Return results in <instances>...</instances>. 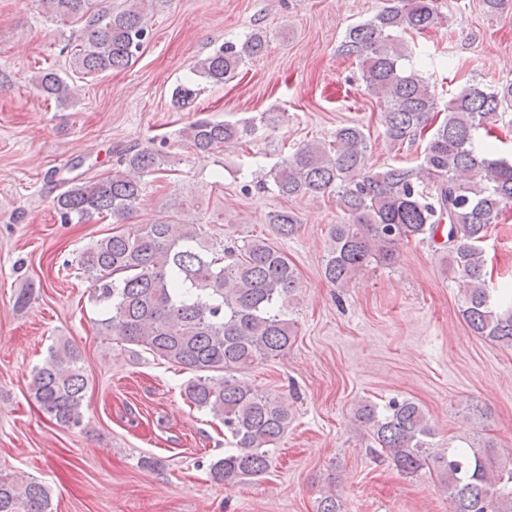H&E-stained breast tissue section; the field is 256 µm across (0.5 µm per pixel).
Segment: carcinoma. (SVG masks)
I'll return each instance as SVG.
<instances>
[{"mask_svg": "<svg viewBox=\"0 0 512 512\" xmlns=\"http://www.w3.org/2000/svg\"><path fill=\"white\" fill-rule=\"evenodd\" d=\"M51 18L77 28L75 61L84 74L127 68L148 35L147 10L167 0H41ZM438 0H385L370 19L350 26L339 53L358 63L365 92L378 104L382 135L393 147L426 129L431 136L414 166L368 169L364 128L344 125L332 140L307 141L256 181L272 182L286 198L334 195L348 222L332 224L323 276L344 288L371 265L389 267L402 242L443 237L449 266L467 281L461 315L473 333L512 346V290L488 287L482 243L490 225L512 206V161L493 142L475 143L512 112V81L494 88L465 83L439 109L426 79L403 60L410 57L405 36L440 24ZM267 35L253 30L240 44L226 41L198 61L193 71L212 83L232 78L247 59L262 55ZM45 100L65 105L69 84L52 68L37 76ZM444 111L441 123L435 114ZM276 122L264 113L242 122L197 120L179 137L198 154L213 155L252 136L258 122ZM170 156L149 147L128 149L118 167L66 186L56 196L64 222L84 223L94 215L112 217V233L84 248L75 265L90 283L101 309L97 332L139 346L191 374L186 400L224 424L234 448L214 461L210 475L226 485L265 474L272 465L291 415L278 396L241 377L256 364L279 358L295 340L288 306L298 288L295 269L273 245L253 239L224 248L209 242L179 217L182 203L151 224L130 219L143 202L142 178L170 171ZM282 237L298 230L294 212L270 213ZM81 352L63 341L35 367L31 396L58 426L84 424L88 381ZM356 421L369 427L397 469L412 476L424 468L437 473L453 512H512V460L491 445L432 447L423 408L411 399H391L381 408L362 402ZM45 485L0 470V512H51ZM317 512H343L341 497L329 489Z\"/></svg>", "mask_w": 512, "mask_h": 512, "instance_id": "1", "label": "carcinoma"}]
</instances>
